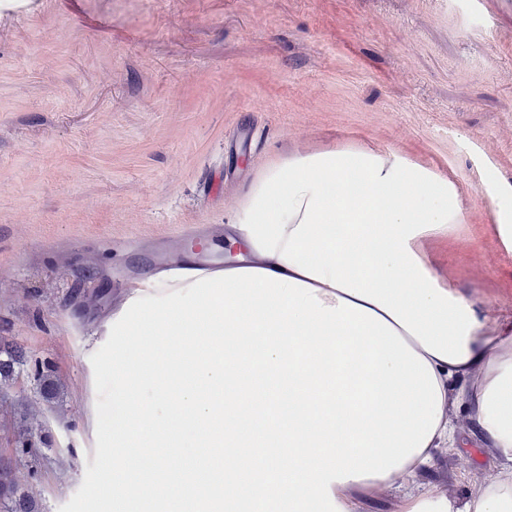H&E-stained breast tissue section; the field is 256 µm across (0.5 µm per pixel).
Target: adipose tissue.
Here are the masks:
<instances>
[{
  "mask_svg": "<svg viewBox=\"0 0 512 512\" xmlns=\"http://www.w3.org/2000/svg\"><path fill=\"white\" fill-rule=\"evenodd\" d=\"M458 215L446 181L369 150L268 165L228 229L235 260L144 281L102 328L149 339L112 362L126 512H361L394 486L402 512H512L509 481L462 504L412 485L437 444L468 445L453 394L512 460V325L484 330L420 251ZM187 432L195 461L138 464ZM448 418L454 424L458 434L462 437L469 436L474 430V422L471 418L473 405L469 400L452 396L448 402Z\"/></svg>",
  "mask_w": 512,
  "mask_h": 512,
  "instance_id": "1",
  "label": "adipose tissue"
}]
</instances>
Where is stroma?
<instances>
[{
	"instance_id": "35a3bbf8",
	"label": "stroma",
	"mask_w": 512,
	"mask_h": 512,
	"mask_svg": "<svg viewBox=\"0 0 512 512\" xmlns=\"http://www.w3.org/2000/svg\"><path fill=\"white\" fill-rule=\"evenodd\" d=\"M360 148L448 182L460 216L423 259L485 329L511 324L512 0H0V339L29 360L0 390V459L44 512L124 492L104 480L107 362L141 339L86 354L128 288L223 263L265 165ZM478 476L512 477L487 439L434 449L414 484L461 503ZM34 380L37 385V392L48 404L58 403L63 396L64 386L48 369L34 364Z\"/></svg>"
}]
</instances>
